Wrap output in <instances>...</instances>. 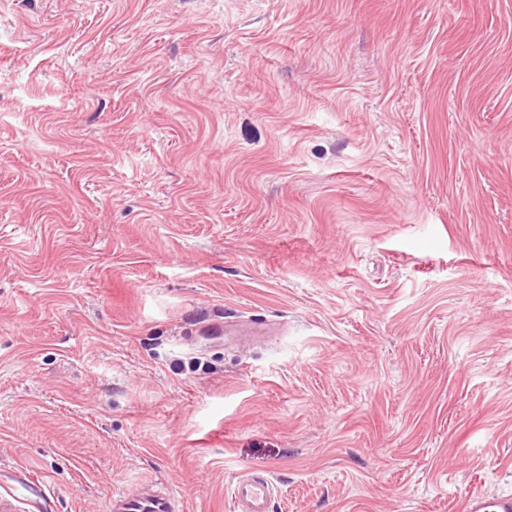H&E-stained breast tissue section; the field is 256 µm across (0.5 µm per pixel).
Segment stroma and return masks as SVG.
Returning a JSON list of instances; mask_svg holds the SVG:
<instances>
[{"instance_id": "35a3bbf8", "label": "stroma", "mask_w": 512, "mask_h": 512, "mask_svg": "<svg viewBox=\"0 0 512 512\" xmlns=\"http://www.w3.org/2000/svg\"><path fill=\"white\" fill-rule=\"evenodd\" d=\"M512 494V0H0V507ZM272 482L269 476L244 477L232 491L236 512H269ZM114 512H175L170 498L148 488L136 495L121 494L113 499Z\"/></svg>"}]
</instances>
